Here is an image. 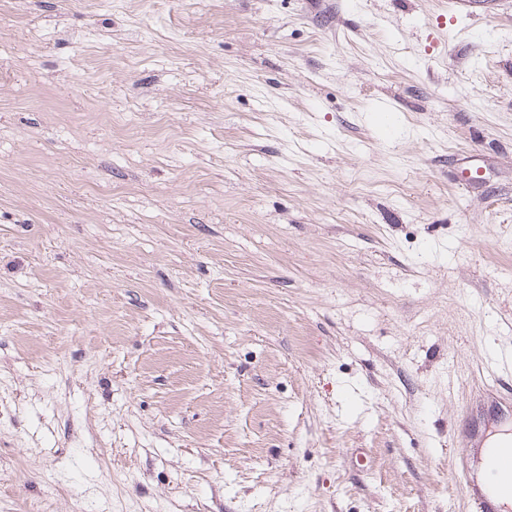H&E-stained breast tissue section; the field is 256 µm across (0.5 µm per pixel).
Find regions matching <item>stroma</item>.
Instances as JSON below:
<instances>
[{
    "label": "stroma",
    "instance_id": "stroma-1",
    "mask_svg": "<svg viewBox=\"0 0 512 512\" xmlns=\"http://www.w3.org/2000/svg\"><path fill=\"white\" fill-rule=\"evenodd\" d=\"M474 9L0 0V512H476L512 0Z\"/></svg>",
    "mask_w": 512,
    "mask_h": 512
}]
</instances>
